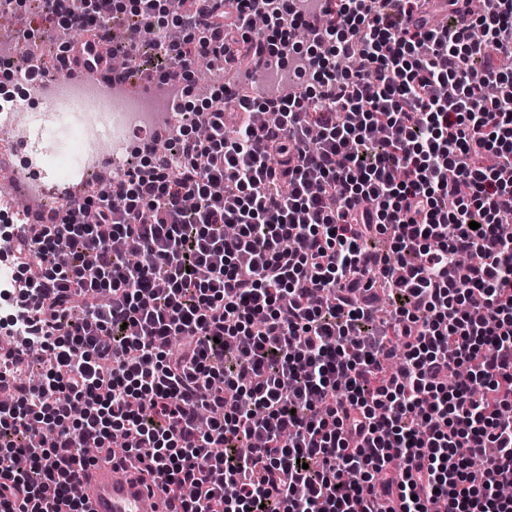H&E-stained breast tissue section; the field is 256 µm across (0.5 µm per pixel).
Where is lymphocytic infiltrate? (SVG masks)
<instances>
[{
    "mask_svg": "<svg viewBox=\"0 0 512 512\" xmlns=\"http://www.w3.org/2000/svg\"><path fill=\"white\" fill-rule=\"evenodd\" d=\"M460 2L44 0L174 90L243 53L319 90H217L206 138L8 230L0 512H82L96 451L181 512H512V0Z\"/></svg>",
    "mask_w": 512,
    "mask_h": 512,
    "instance_id": "1",
    "label": "lymphocytic infiltrate"
}]
</instances>
